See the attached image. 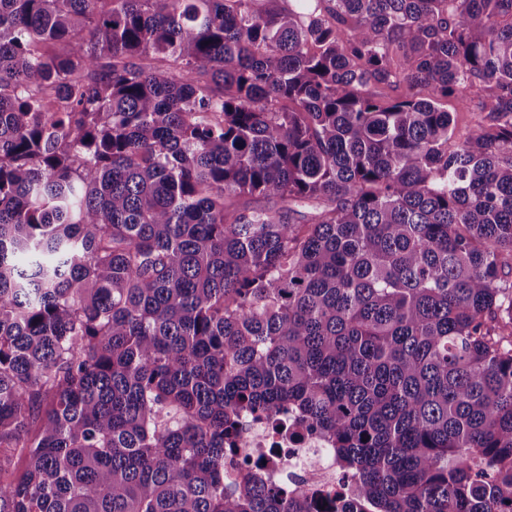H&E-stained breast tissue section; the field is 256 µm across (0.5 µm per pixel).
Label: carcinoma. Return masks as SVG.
I'll list each match as a JSON object with an SVG mask.
<instances>
[{"label": "carcinoma", "mask_w": 512, "mask_h": 512, "mask_svg": "<svg viewBox=\"0 0 512 512\" xmlns=\"http://www.w3.org/2000/svg\"><path fill=\"white\" fill-rule=\"evenodd\" d=\"M509 263L512 0H0V512H512ZM482 93L475 89L461 90L448 99L442 100V106L448 112H452L457 122V132L461 136L477 121L483 113L480 112ZM280 435L273 437L264 420L245 419L237 439L238 452L224 458V480L233 485L246 482L249 476L258 475L264 480L279 484L287 481L295 490L310 491L315 488H332L342 491L350 478L340 477L334 459L327 453L323 441L316 435L298 432L292 416L282 415ZM289 420V427H288ZM277 442L280 444L273 448ZM248 458L252 468L244 466ZM266 461L257 469L258 460Z\"/></svg>", "instance_id": "1"}]
</instances>
